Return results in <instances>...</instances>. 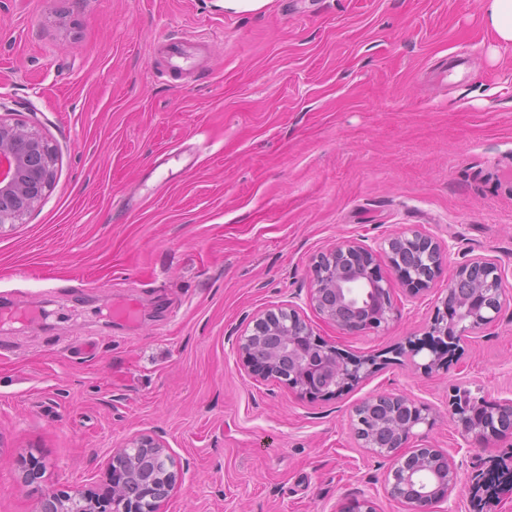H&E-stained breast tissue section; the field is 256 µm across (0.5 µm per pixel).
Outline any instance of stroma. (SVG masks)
<instances>
[{"label":"stroma","instance_id":"obj_1","mask_svg":"<svg viewBox=\"0 0 512 512\" xmlns=\"http://www.w3.org/2000/svg\"><path fill=\"white\" fill-rule=\"evenodd\" d=\"M486 0H0V108L56 150V177L24 223L0 229V512L42 491L103 490L114 448L161 435L179 484L160 512H338L360 495L403 512L389 462L362 448L353 406L404 393L438 412L452 512L478 502L512 438L465 441L458 379L512 398V305L432 371L408 358L469 256L512 287V45ZM182 39L192 70L154 54ZM446 241L430 292L395 288L398 317L350 335L309 304L314 258L347 237L406 228ZM138 306L134 321L113 314ZM298 304L315 332L378 370L340 395L256 381L232 345L253 317ZM32 453L39 483L14 462Z\"/></svg>","mask_w":512,"mask_h":512}]
</instances>
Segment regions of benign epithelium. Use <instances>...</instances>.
I'll list each match as a JSON object with an SVG mask.
<instances>
[{
  "instance_id": "1",
  "label": "benign epithelium",
  "mask_w": 512,
  "mask_h": 512,
  "mask_svg": "<svg viewBox=\"0 0 512 512\" xmlns=\"http://www.w3.org/2000/svg\"><path fill=\"white\" fill-rule=\"evenodd\" d=\"M56 152L33 126L0 114V229L20 224L38 208L51 188ZM447 245L419 230L409 229L374 248L359 238H346L312 263L309 304L326 322L348 334L379 330L393 318V284L381 272L385 262L399 286L411 297L430 290L446 258ZM506 301V284L497 260L476 255L457 268L425 337L409 340L412 355L426 349L432 354L424 368L431 370L460 348L480 328L494 322ZM239 366L256 381L274 380L297 394L325 399L342 393L376 369L373 357H350L314 332L293 303L260 313L250 333L236 338ZM476 413L451 400V413L466 437L484 442L512 436V399L488 402L477 399ZM431 408L406 394L378 393L353 407L351 427L362 447L389 458L385 486L390 498L405 512H447L458 483V468L443 448L412 441L415 429L431 427ZM167 465L165 484L173 491L178 469L162 437L139 434L112 452L107 468L109 495L94 491L58 494L46 492L56 512H71L80 501L81 512H149L154 502L155 476L144 461ZM139 485L141 497L126 489ZM340 512H377L370 497L354 499Z\"/></svg>"
}]
</instances>
